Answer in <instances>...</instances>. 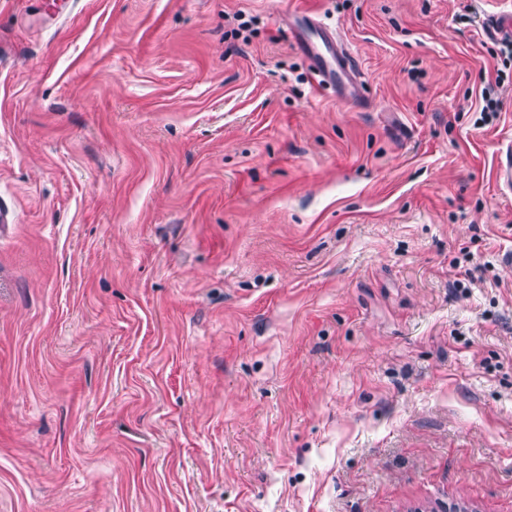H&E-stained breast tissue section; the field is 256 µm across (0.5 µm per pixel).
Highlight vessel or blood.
I'll list each match as a JSON object with an SVG mask.
<instances>
[{"instance_id": "b4317fda", "label": "vessel or blood", "mask_w": 512, "mask_h": 512, "mask_svg": "<svg viewBox=\"0 0 512 512\" xmlns=\"http://www.w3.org/2000/svg\"><path fill=\"white\" fill-rule=\"evenodd\" d=\"M484 31L490 37H512V9L487 13ZM291 36L319 81L335 86L340 103L359 97L356 61L335 31L306 15L301 25L292 29Z\"/></svg>"}]
</instances>
